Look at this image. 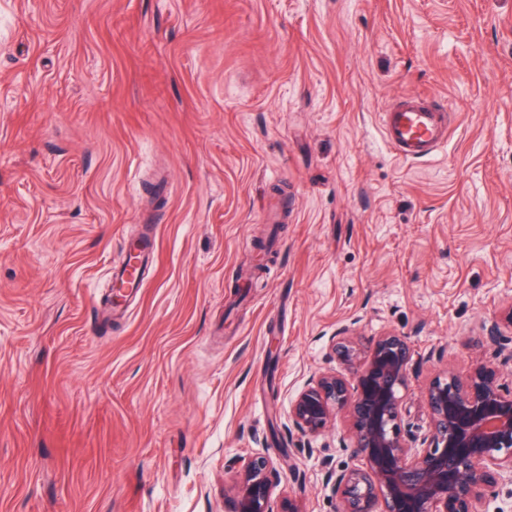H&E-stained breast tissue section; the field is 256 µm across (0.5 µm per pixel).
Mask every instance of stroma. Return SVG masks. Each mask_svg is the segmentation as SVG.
Returning a JSON list of instances; mask_svg holds the SVG:
<instances>
[{
	"mask_svg": "<svg viewBox=\"0 0 512 512\" xmlns=\"http://www.w3.org/2000/svg\"><path fill=\"white\" fill-rule=\"evenodd\" d=\"M405 94L429 160L385 141ZM511 305L512 0H0V512H225L256 454L336 512L346 427L288 418L333 337L406 336L424 435L445 372L512 388ZM441 107L407 97L384 112L387 144L402 158L429 159L446 143L447 128Z\"/></svg>",
	"mask_w": 512,
	"mask_h": 512,
	"instance_id": "stroma-1",
	"label": "stroma"
}]
</instances>
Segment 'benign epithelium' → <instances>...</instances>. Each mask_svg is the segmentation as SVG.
Listing matches in <instances>:
<instances>
[{"mask_svg": "<svg viewBox=\"0 0 512 512\" xmlns=\"http://www.w3.org/2000/svg\"><path fill=\"white\" fill-rule=\"evenodd\" d=\"M334 349L356 385L336 372L311 376L289 419L299 434L317 436L347 418L362 465L321 460L336 512H480L485 490L512 481V392L493 366L480 361L464 379L450 372L432 381L429 436L418 446L400 408L412 359L405 337L386 334L366 348L341 337ZM275 472L267 456L245 460L224 494L227 512H303L290 498L274 510Z\"/></svg>", "mask_w": 512, "mask_h": 512, "instance_id": "7a95c632", "label": "benign epithelium"}]
</instances>
